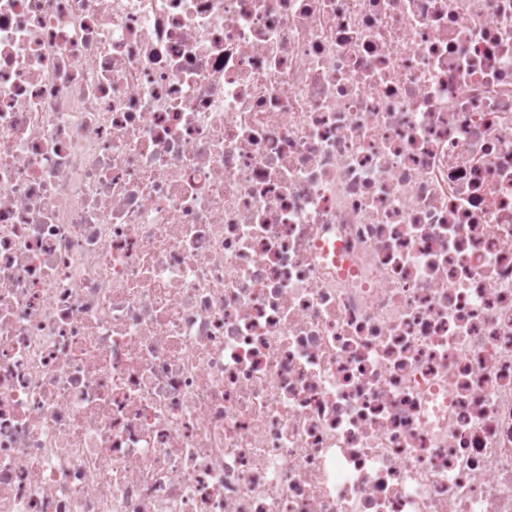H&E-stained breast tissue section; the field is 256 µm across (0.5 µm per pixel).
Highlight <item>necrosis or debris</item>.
Wrapping results in <instances>:
<instances>
[{
  "label": "necrosis or debris",
  "instance_id": "necrosis-or-debris-1",
  "mask_svg": "<svg viewBox=\"0 0 512 512\" xmlns=\"http://www.w3.org/2000/svg\"><path fill=\"white\" fill-rule=\"evenodd\" d=\"M0 512H512V0H0Z\"/></svg>",
  "mask_w": 512,
  "mask_h": 512
}]
</instances>
